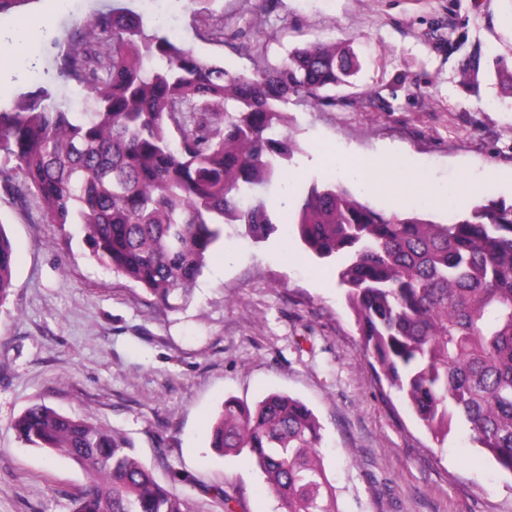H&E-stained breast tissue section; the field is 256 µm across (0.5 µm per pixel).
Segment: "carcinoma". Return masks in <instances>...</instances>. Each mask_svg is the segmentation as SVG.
Wrapping results in <instances>:
<instances>
[{
    "label": "carcinoma",
    "instance_id": "cac0c4a2",
    "mask_svg": "<svg viewBox=\"0 0 512 512\" xmlns=\"http://www.w3.org/2000/svg\"><path fill=\"white\" fill-rule=\"evenodd\" d=\"M224 43V21H202ZM59 76L98 102L82 117L48 86L0 108V152L51 223L77 225L91 255L174 307L186 297L224 225L267 240L297 234L338 284L372 368L437 438L455 421L512 476V204L477 202L439 224L384 213L341 182H314L293 208L264 197L293 155L280 135L294 96L322 99L357 62L333 46L298 49L253 75L231 72L114 9L89 18L57 53ZM15 253L0 226V306ZM20 438L61 452L90 475L72 512H184L123 435L34 404ZM322 426L300 400L273 393L250 408L227 400L211 447L252 455L283 512H341L323 461Z\"/></svg>",
    "mask_w": 512,
    "mask_h": 512
}]
</instances>
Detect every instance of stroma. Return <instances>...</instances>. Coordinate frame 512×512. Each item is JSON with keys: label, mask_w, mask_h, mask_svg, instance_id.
I'll return each mask as SVG.
<instances>
[{"label": "stroma", "mask_w": 512, "mask_h": 512, "mask_svg": "<svg viewBox=\"0 0 512 512\" xmlns=\"http://www.w3.org/2000/svg\"><path fill=\"white\" fill-rule=\"evenodd\" d=\"M119 3L196 54L251 75L297 48L333 43L360 70L335 101L288 106L297 184L323 181L316 152L392 147L418 179L404 211L438 222L470 199L512 203V0H26L0 15V106L53 85L76 111L91 93L59 78L54 41ZM223 17L231 38L198 20ZM26 31L22 45L11 39ZM497 180L484 177L488 168ZM0 178V225L16 262L0 306V512H72L89 477L13 428L43 403L125 435L185 512H282L249 454L219 456L225 400L299 399L322 425L341 512H512V476L454 423L436 440L370 366L335 270L290 244L228 224L186 302L170 309L63 234L45 204Z\"/></svg>", "instance_id": "stroma-1"}]
</instances>
